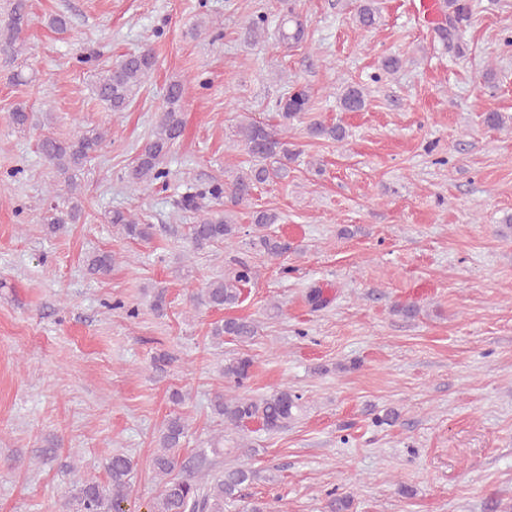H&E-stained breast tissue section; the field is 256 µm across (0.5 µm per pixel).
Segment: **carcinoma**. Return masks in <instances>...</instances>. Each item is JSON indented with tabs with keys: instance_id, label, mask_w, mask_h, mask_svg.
I'll list each match as a JSON object with an SVG mask.
<instances>
[{
	"instance_id": "cac0c4a2",
	"label": "carcinoma",
	"mask_w": 512,
	"mask_h": 512,
	"mask_svg": "<svg viewBox=\"0 0 512 512\" xmlns=\"http://www.w3.org/2000/svg\"><path fill=\"white\" fill-rule=\"evenodd\" d=\"M6 9L0 13V50L12 59L23 54L20 35L29 22L28 0H6ZM471 6L466 0H444L440 5L441 21L435 33L447 47L460 50L459 32L467 20ZM355 20L364 29H373L379 23V12L374 0H357ZM274 34L288 45L302 43L306 26L293 9L283 15ZM157 59L152 49L146 47L126 54L117 61L97 70L93 75V92L110 112H125L139 95L141 89L156 69ZM186 84L181 79L170 81L163 95V104L156 125L142 145L134 164L125 174L127 182L136 189H148L163 183L169 171L163 167L165 158L177 145L182 135L184 121L182 104ZM367 94L359 84L347 85L340 98L345 112H360L366 106ZM278 127L251 119L242 120L236 135L249 156L248 167L236 172L231 182L214 179L198 185L178 202L183 211L200 214L197 223L187 226L186 239L195 251H204L222 244L231 248L240 238L241 225L234 219L233 207L248 202L258 186L282 178L288 172V164L295 160L297 150L288 141V122L312 110V100L307 91L295 89L276 101ZM309 134L315 138L340 141L344 130L338 125L316 122L310 125ZM107 131L88 127L67 137L45 135L39 139V149L45 160L55 169L57 176L71 192L63 208L52 207L46 218V229L56 233L67 224L79 222L82 208L73 196L78 179L87 163L95 158L106 140ZM278 215L268 211L252 214L251 236L248 245L254 251L271 259L288 254L291 246L287 241L270 232L277 223ZM109 223L119 233L132 240L149 241L156 233V225L145 224L140 218L124 210H114ZM115 257L110 252H95L86 257L91 275H105L112 270ZM258 277V270L246 260L234 258L224 270V276L216 278L193 294V301L214 309H230L243 302L244 288ZM258 334V325L248 318H227L211 329L213 343L224 345L229 336L237 343H250ZM254 364L248 355H237L224 360V379L241 388L250 377ZM211 408L224 426L243 432L252 423H258L269 433L287 429L302 410V395L287 388L277 389L269 395L255 398L247 395L215 393ZM188 419L173 413L162 425L158 439V452L153 459L156 475L162 488L151 506L150 512H224V504L240 497L242 487L261 478L260 472L237 465L211 472L209 454L220 453L214 447L201 449L192 457L180 456L182 441L188 432ZM108 484L94 480L77 479L69 490V501L74 512H121L132 472L131 459L122 453H112L106 458ZM176 470L188 473L186 477H174Z\"/></svg>"
}]
</instances>
